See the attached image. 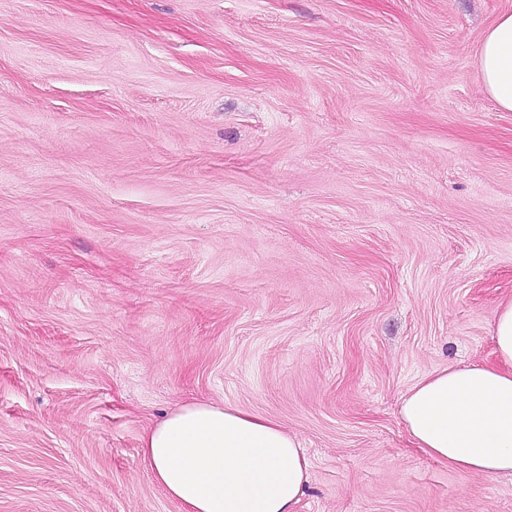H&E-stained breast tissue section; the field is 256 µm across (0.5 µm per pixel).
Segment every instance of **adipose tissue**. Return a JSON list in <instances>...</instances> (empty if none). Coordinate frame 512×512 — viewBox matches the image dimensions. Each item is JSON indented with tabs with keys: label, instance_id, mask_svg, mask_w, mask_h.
I'll use <instances>...</instances> for the list:
<instances>
[{
	"label": "adipose tissue",
	"instance_id": "1",
	"mask_svg": "<svg viewBox=\"0 0 512 512\" xmlns=\"http://www.w3.org/2000/svg\"><path fill=\"white\" fill-rule=\"evenodd\" d=\"M475 65L497 107L512 112V11L488 26ZM491 365H451L403 397L416 448L458 471L512 476V299L499 303ZM153 480L185 512H296L308 462L296 436L237 406L190 403L142 438Z\"/></svg>",
	"mask_w": 512,
	"mask_h": 512
}]
</instances>
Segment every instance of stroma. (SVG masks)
I'll list each match as a JSON object with an SVG mask.
<instances>
[{
    "instance_id": "35a3bbf8",
    "label": "stroma",
    "mask_w": 512,
    "mask_h": 512,
    "mask_svg": "<svg viewBox=\"0 0 512 512\" xmlns=\"http://www.w3.org/2000/svg\"><path fill=\"white\" fill-rule=\"evenodd\" d=\"M512 0H0V512H183L140 456L192 401L300 438L297 512H512L402 397L495 361ZM475 55L484 88L500 110L512 112V11L488 26Z\"/></svg>"
}]
</instances>
